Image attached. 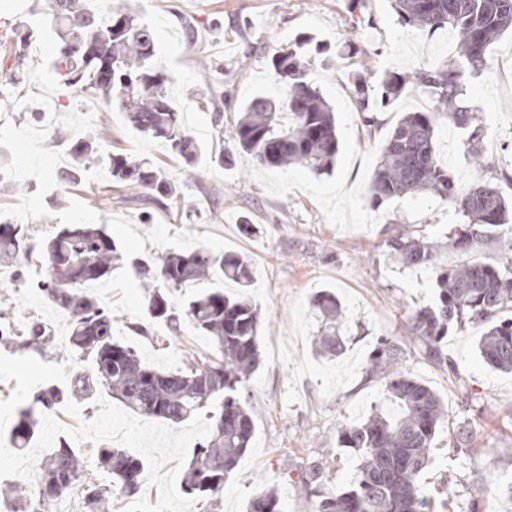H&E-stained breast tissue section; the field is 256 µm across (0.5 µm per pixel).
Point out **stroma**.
Here are the masks:
<instances>
[{"label": "stroma", "mask_w": 512, "mask_h": 512, "mask_svg": "<svg viewBox=\"0 0 512 512\" xmlns=\"http://www.w3.org/2000/svg\"><path fill=\"white\" fill-rule=\"evenodd\" d=\"M152 27L159 65L174 76L169 93L184 114L191 135L205 154L232 151L231 128L238 107L252 95L281 96L269 59L299 35L337 53L333 66L312 63L309 77L333 107L339 152L331 174L315 175L299 167L266 169L239 154L234 167L205 170L208 192H200L181 160L159 141L140 135L123 112L99 105L86 110L83 96L60 85L49 67L55 45L50 29L34 44L17 107L0 111V216L28 225L36 240L68 224L104 226L123 255L150 260L171 250L204 245L217 251L248 255L258 269L249 290L261 309L259 341L262 363L249 382L252 392L254 444L224 487L221 512H246L260 487H274L280 512H317L318 499L302 480L307 462L334 457L324 491L345 488L355 466L349 449L338 447L336 427L365 417L372 407L389 409L378 385L365 382L363 370L379 336L402 341L405 368L436 391L448 409L429 467L421 482L434 512H465L478 501L481 512H512V499L496 485L512 481V374L487 366L478 356L482 330L469 327L448 333L453 369L430 361L408 336L404 313L433 301L437 273L432 267H406L390 259L384 242L400 225L432 240L444 239L460 225L461 215L448 201L416 195L395 198L372 208L368 189L378 154L402 113L428 108L429 100L408 87L394 105L378 113V123L362 122L349 93L347 75L366 68L372 80L385 71L415 73L444 61L457 45L447 32L428 34L401 26L390 0H137ZM44 0H0V56L11 44L14 27L34 24ZM194 22L199 40L188 47L184 25ZM224 67V132H217L211 107L190 96L213 76L200 56ZM484 126V169L464 156L460 130L437 129L436 151L462 186L494 182L501 169L512 168V33L491 47L488 65L469 87ZM53 101L52 126L67 130L65 140L33 141L32 112ZM108 126L112 149L149 159L177 177L185 205L145 210L137 202L102 201L110 186L106 162L92 165L77 182L62 185L54 156H68L72 137L88 128ZM257 224L259 234L239 231V216ZM45 268L33 262L24 279L14 268L0 266V299L13 309L10 319L24 327L34 318L55 332L53 350L42 360L64 364L69 333L62 313L48 306L37 288ZM323 288L334 289L349 315L347 350L328 361L314 349L319 324L310 299ZM90 291L112 309L113 333L143 360L163 369L177 368L190 356L211 351L206 337L191 328L170 338L164 327L152 335L131 331L147 322L144 289L124 265L91 284ZM469 435L482 451L469 459L456 455L450 443Z\"/></svg>", "instance_id": "stroma-1"}]
</instances>
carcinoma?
Returning a JSON list of instances; mask_svg holds the SVG:
<instances>
[{"label": "carcinoma", "mask_w": 512, "mask_h": 512, "mask_svg": "<svg viewBox=\"0 0 512 512\" xmlns=\"http://www.w3.org/2000/svg\"><path fill=\"white\" fill-rule=\"evenodd\" d=\"M393 10L405 27L432 34L447 29L458 36V42L450 58L420 69L412 78L388 70L375 85L367 74L351 73L350 93L367 127L375 125L374 113L392 105L411 80L432 103L428 109L404 113L387 136L369 186L371 206L407 195L439 197L463 217V224L447 234L449 248L468 254L491 242L511 252L512 236L504 237L502 232L512 223V199L487 183L460 187L437 155L434 141L438 125L448 122L467 134L463 146L470 162L485 167L484 127L464 95L469 82L487 65L491 46L512 29V0H393ZM41 22L55 33L53 66L63 85L108 106L118 104L143 136L164 143L181 157L191 175H197L201 148L171 104L168 88L173 75L155 64L154 34L138 10L111 0H45ZM12 34L11 65L0 80V110L15 108V85L27 72L34 42L31 27L14 29ZM310 45V38L301 35L271 57L273 78L285 84L282 100L258 95L239 108L235 143L259 167L298 165L318 175L333 169L339 152L336 120L332 107L308 80ZM215 86L207 100L220 126L223 79H217ZM111 140L106 131L91 130L72 145L71 166L59 178L67 183L77 180ZM107 161L112 182L136 192L135 200L161 207L182 202L180 183L151 162L121 152L108 154ZM386 247L398 263L424 267L436 266L443 249L407 229L390 236ZM36 253L48 272L39 285L43 298L69 320L66 348L74 366L67 386L40 390L20 410L15 436L31 439L38 415L69 399L86 401L100 392L142 418L174 424L205 410L211 434L188 456L182 485L204 512H217L224 485L255 434L249 381L261 364V350L260 308L245 293L255 275L251 259L239 252L199 246L169 251L152 262H132L144 283L142 303L148 317L173 335L188 322L213 346L211 353L192 357L182 367L163 370L114 340L112 311L85 289L107 277L112 263L122 260L104 227L69 224L39 244L25 225L0 221L1 262L13 263ZM215 277L240 291L205 288L186 297L178 309L169 303L171 294ZM436 287L431 304L408 313V335L441 365L447 362L443 340L449 328L481 326L479 356L497 371L512 372V317H504L512 312V268L468 262L439 273ZM311 308L322 326L315 351L332 360L349 342L342 303L336 293L323 289L313 296ZM54 340L43 322L33 319L18 330L10 325L9 312L0 310L1 346L42 355L54 348ZM365 377L379 384L397 412L374 410L360 422L338 425L339 447L352 451L356 466L347 489L322 493L320 479L330 465L310 464L308 483L319 490L317 512H432L419 475L431 460L447 416L444 403L433 389L404 371L403 347L389 336L378 339ZM145 465L143 457L111 445H100L85 457L63 437L37 466L32 489L6 490L0 499L11 500L14 512H30L36 502L49 505L77 489L80 512H109L114 496L127 505L139 498ZM99 473L110 483H98ZM278 506L276 490L262 487L249 500L246 512H279Z\"/></svg>", "instance_id": "1"}]
</instances>
